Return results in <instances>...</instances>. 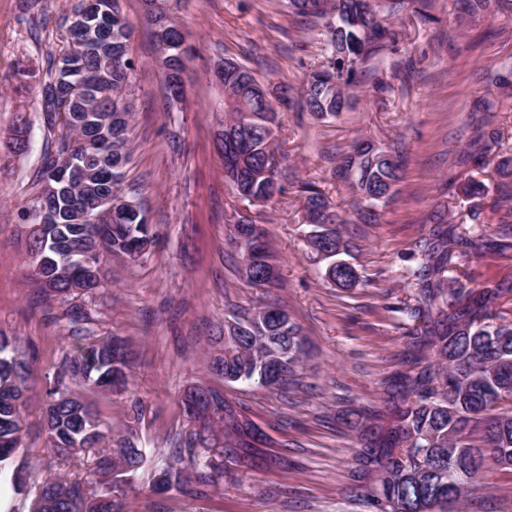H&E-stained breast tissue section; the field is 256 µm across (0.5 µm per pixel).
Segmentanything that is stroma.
Masks as SVG:
<instances>
[{"label": "stroma", "instance_id": "obj_1", "mask_svg": "<svg viewBox=\"0 0 512 512\" xmlns=\"http://www.w3.org/2000/svg\"><path fill=\"white\" fill-rule=\"evenodd\" d=\"M75 0H0V140L26 126L29 148L0 151V333L16 336L31 363L29 433L18 459L40 474L60 472L39 430L42 394L79 325L63 305L46 311L29 278L27 243L18 220L32 197V178L54 136L43 123L40 83L49 55L64 42L59 20ZM196 53L183 74L181 105L166 107L164 74L143 0H122L134 27V62L128 102L132 110V160L125 184L138 189L150 209L159 242L135 264L107 262L95 292L72 296L88 313L94 335L120 336L130 352L129 389L121 394L73 391L90 402L114 430L132 429L148 462L123 497L124 512H371L349 477L356 434L346 410L384 421L395 393L393 378L412 367V349L396 308L410 296L407 255L434 226L433 210L448 223L486 239L483 254H448L449 268L465 266L476 280L496 279L509 292L499 305L512 310V235L501 219L512 212V178L497 172L512 156V12L471 18L461 0H390L375 9L397 42H380L349 87V107L319 121L297 101L272 103L282 119L275 150L281 196L264 206L239 199L224 173L215 144L224 126V87L214 71L224 59L250 69L271 89L294 96L325 61L321 30L289 12L286 0H169ZM33 67L24 95L15 92L18 63ZM385 93H371L374 79ZM362 140L403 152L398 192L361 223L366 202L336 177L339 157ZM484 182L488 191L466 198L463 188ZM318 184L348 219L349 262L368 279L341 290L323 277L324 261L306 247L301 222L303 183ZM262 225L280 279L270 298L285 305L303 327L309 350L301 384L288 392L227 386L210 375V346L225 313L248 308L262 292L237 272L228 246L239 216ZM208 385L246 407L266 436L246 460L225 459L220 487L189 478L182 489L153 491L155 474L171 455L187 423L181 396ZM462 512H512V469L471 487Z\"/></svg>", "mask_w": 512, "mask_h": 512}]
</instances>
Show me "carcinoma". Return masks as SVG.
<instances>
[{"mask_svg": "<svg viewBox=\"0 0 512 512\" xmlns=\"http://www.w3.org/2000/svg\"><path fill=\"white\" fill-rule=\"evenodd\" d=\"M112 12V29L97 26L92 15L83 27L68 26L63 18L62 35L67 49L48 61L42 85L40 111L48 131L60 130L54 148L44 152L33 179V197L21 207L28 212L45 192L46 177L62 163L71 139L78 136L79 119L86 112H98L107 103L123 113L118 135L119 151L105 148L88 151L80 162L85 180L78 184L79 206L98 209L99 199L112 194L117 219L107 228L110 243L101 261H122L128 254L134 233L147 221L146 212L129 211L123 201L132 197L125 191L124 169L129 162L130 109L123 102L129 89L134 63L129 57L133 27L121 7V0H95ZM145 13H153L159 25L151 26L155 47L165 71V82L185 68L178 45L183 33L170 8L161 0H144ZM297 16L322 20L327 68L341 63L349 66L350 77L365 63L374 45L394 35L383 25L373 4L368 17L359 14L363 0H287ZM509 0H464L468 16L490 7L504 8ZM224 112L227 123L246 124L248 142L233 147L224 143V168H234L244 177L239 198L265 205L283 192L250 175L276 166L275 131L280 129L272 103L245 76L224 74ZM302 105L319 119L334 117L341 106L329 88L310 72L301 92ZM371 143L362 141L342 157L340 172L352 179L351 188L368 189L374 197L370 208L360 213L366 224L376 222L374 207L385 205L398 192L402 176L400 155L388 148L390 161L364 160L354 170L346 167L353 154L366 155ZM303 223L310 227L304 236L310 252L325 254L326 282L349 290L364 285L357 268L341 255L350 243L341 226L347 219L330 203L324 191L312 182L301 189ZM253 236L256 254L249 267L238 273L253 288H273L279 275H267L272 259L261 225L252 221L235 224L229 238ZM54 260L62 279L49 288L36 275L31 279L42 290L48 310L66 302L73 289L68 273L84 252L91 249L83 224H47L31 242ZM421 262L410 272L415 285L412 302L398 308L405 319L410 343L431 358L429 368L413 376L401 375V398L392 407L385 426H372L360 414L347 412V422L357 433L358 449L352 458L351 477L375 512H417L432 505V512H449L467 496L478 476L490 477L501 469L504 458L512 460V318L493 311V305L512 291L498 281L476 283L469 278L448 277V230L414 245ZM265 302L243 311L233 310L224 319L239 325L234 336L224 337V354L212 358V366L231 385L241 383L265 391H283L301 383L306 359L302 327L288 309L263 314ZM84 343L65 352L57 372L46 386L41 430L53 457L76 470L63 475L39 477L16 455L27 433L28 363L16 340L0 336V486L10 485L15 493L31 498L29 512H95L92 503L112 500V512H122L121 497L146 460V451L131 431L114 434L112 425L74 395L70 384L78 381L91 390L110 394L125 391L129 361L123 342L114 337H82ZM211 414L202 426L187 419L184 448L165 462L155 479L158 491L177 490L193 470L197 478L219 486L224 477V456L241 458L252 447L257 431L241 404L224 394L205 388ZM224 432V444L213 446L210 435ZM102 450L95 467L82 468V455Z\"/></svg>", "mask_w": 512, "mask_h": 512, "instance_id": "cac0c4a2", "label": "carcinoma"}]
</instances>
